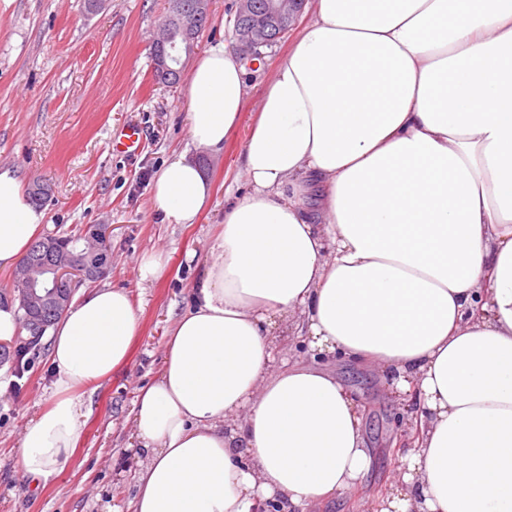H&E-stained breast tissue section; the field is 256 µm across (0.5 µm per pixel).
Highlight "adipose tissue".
<instances>
[{"label":"adipose tissue","instance_id":"ef3b65f1","mask_svg":"<svg viewBox=\"0 0 512 512\" xmlns=\"http://www.w3.org/2000/svg\"><path fill=\"white\" fill-rule=\"evenodd\" d=\"M257 103L247 190L158 379L138 397L143 458L131 512H304L355 491L372 456L362 406L311 351L397 372L421 405L414 449L374 512H512V0H312ZM224 44L186 80L193 143L219 150L248 100ZM211 184L188 152L152 185L156 212L195 223ZM45 213L0 165V268ZM140 329L103 283L56 322L51 394L19 436L46 482L70 464L86 397Z\"/></svg>","mask_w":512,"mask_h":512}]
</instances>
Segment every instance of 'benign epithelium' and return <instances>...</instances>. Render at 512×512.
<instances>
[{"instance_id":"1","label":"benign epithelium","mask_w":512,"mask_h":512,"mask_svg":"<svg viewBox=\"0 0 512 512\" xmlns=\"http://www.w3.org/2000/svg\"><path fill=\"white\" fill-rule=\"evenodd\" d=\"M211 5L212 0H196L191 10L181 13L178 26L183 35L186 51H191L201 34L200 21L211 14ZM257 6L263 8L266 18L283 23L294 22L300 15L298 0H261L257 4H251L249 9ZM263 38L265 35L261 30L241 35L237 43L239 55L246 60L252 59L257 55L258 46ZM175 52L173 33L170 26L164 23L158 36L151 43L154 71L160 78L181 76L182 69L173 66ZM81 238L83 246L78 254L71 252L56 240L49 242L47 246L52 254L50 263L43 264L31 258L19 265V288L15 289V292L26 309V323L30 328H42V314L47 310L58 314L65 312L71 304L72 285L76 280L94 279L106 273L109 266V235L106 225L86 226L82 230ZM395 399L402 408V412L398 413V422L406 421L408 426H414V420L418 419L417 404L404 400L399 394L395 395Z\"/></svg>"}]
</instances>
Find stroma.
Segmentation results:
<instances>
[{"instance_id": "stroma-1", "label": "stroma", "mask_w": 512, "mask_h": 512, "mask_svg": "<svg viewBox=\"0 0 512 512\" xmlns=\"http://www.w3.org/2000/svg\"><path fill=\"white\" fill-rule=\"evenodd\" d=\"M236 0H213L210 26L184 68L212 45H232ZM167 0H105L89 12L85 0H0V163L20 168L26 184L43 181L44 232L67 236L86 226L111 229V265L103 282L126 290L140 317L129 362L93 394L91 414L68 466L54 481L31 488L20 465L21 429L45 405L55 368L48 343L28 352L23 373L0 365V512H128L139 440L132 428L138 390L159 374L165 338L192 306L224 222V200L245 192L241 157L249 130L242 120L223 150L197 148L187 124L184 83L154 77L150 42ZM298 33L249 68V95L263 85ZM138 126L143 148L112 150V135ZM188 151L210 176L213 196L194 224H165L152 207V182L173 153ZM162 258L163 272L142 279L140 263ZM364 405V431L374 451L359 492L308 512H362L365 497L386 491L395 469L390 452L393 390L386 373L341 357L326 361Z\"/></svg>"}]
</instances>
